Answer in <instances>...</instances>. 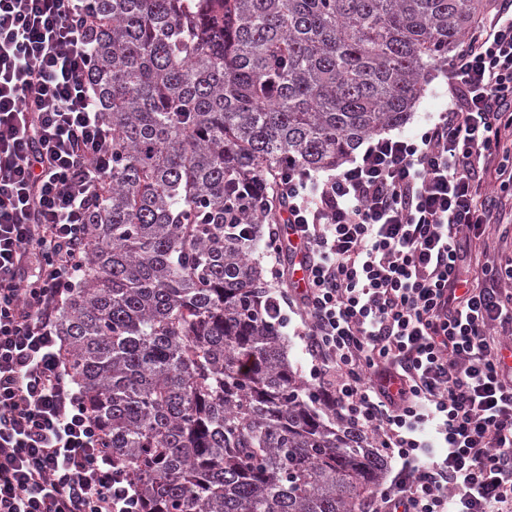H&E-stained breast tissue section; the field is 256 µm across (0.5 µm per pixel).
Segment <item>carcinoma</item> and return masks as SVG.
Listing matches in <instances>:
<instances>
[{
  "label": "carcinoma",
  "mask_w": 512,
  "mask_h": 512,
  "mask_svg": "<svg viewBox=\"0 0 512 512\" xmlns=\"http://www.w3.org/2000/svg\"><path fill=\"white\" fill-rule=\"evenodd\" d=\"M487 0H93L112 127L62 355L143 512H367L387 461L288 363L236 182L401 125Z\"/></svg>",
  "instance_id": "1"
}]
</instances>
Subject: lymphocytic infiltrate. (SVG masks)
Returning <instances> with one entry per match:
<instances>
[{
    "mask_svg": "<svg viewBox=\"0 0 512 512\" xmlns=\"http://www.w3.org/2000/svg\"><path fill=\"white\" fill-rule=\"evenodd\" d=\"M91 0H0V512H142L60 351L87 198L112 130L86 52ZM441 71L448 104L420 136L369 138L334 174L292 163L237 184L268 226L274 278L298 256L296 316L324 404L396 471L373 512H512V296L464 277L460 240L497 223L512 155V0ZM299 234L286 242L284 226Z\"/></svg>",
    "mask_w": 512,
    "mask_h": 512,
    "instance_id": "lymphocytic-infiltrate-1",
    "label": "lymphocytic infiltrate"
}]
</instances>
